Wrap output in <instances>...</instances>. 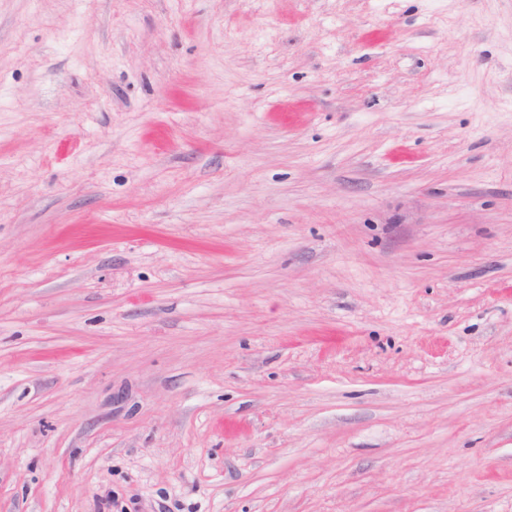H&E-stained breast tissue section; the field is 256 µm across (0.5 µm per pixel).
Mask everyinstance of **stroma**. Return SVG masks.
Instances as JSON below:
<instances>
[{
    "instance_id": "1",
    "label": "stroma",
    "mask_w": 512,
    "mask_h": 512,
    "mask_svg": "<svg viewBox=\"0 0 512 512\" xmlns=\"http://www.w3.org/2000/svg\"><path fill=\"white\" fill-rule=\"evenodd\" d=\"M0 512H512V0H0Z\"/></svg>"
}]
</instances>
